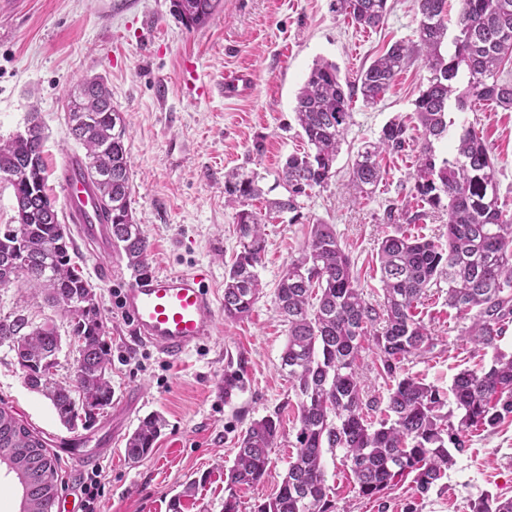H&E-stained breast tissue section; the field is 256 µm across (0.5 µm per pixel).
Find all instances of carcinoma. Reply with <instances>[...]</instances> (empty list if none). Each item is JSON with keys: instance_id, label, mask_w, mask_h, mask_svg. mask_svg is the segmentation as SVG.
I'll return each mask as SVG.
<instances>
[{"instance_id": "obj_1", "label": "carcinoma", "mask_w": 512, "mask_h": 512, "mask_svg": "<svg viewBox=\"0 0 512 512\" xmlns=\"http://www.w3.org/2000/svg\"><path fill=\"white\" fill-rule=\"evenodd\" d=\"M418 41H397L363 69L357 83L344 90L336 64L318 61L295 99V120L306 149L289 155L279 183L286 195L270 208L300 217V199L335 176L334 164L352 123L351 102L359 94L375 104L396 75L420 60L429 72L415 100L422 127L416 155L412 198L447 216L448 242L425 237L387 235L379 243L382 299L366 300L351 258L330 224L311 225L298 256L283 271L275 293L277 308L288 323L281 369L298 396L296 453L271 498L257 512H330L321 458L324 449H344L343 464L359 495L378 498L394 481L413 476L421 494L429 491L454 454L467 450L471 428L494 427L512 415V355L497 342L512 323V212L499 201L498 171L492 150L473 125L456 135L455 154L438 159L434 142L447 137L458 110L481 101L512 109V83L501 79L512 66V0H459L453 50L442 54L448 39L447 0H416ZM221 0H173L176 16L188 28L212 16ZM334 11L367 29L385 22L387 0H333ZM69 134L86 149L85 173L98 184L112 237L135 272L148 268L147 238L137 224L129 186L130 155L126 122L112 108L102 78L83 79L67 94ZM44 128L33 116L25 132L0 143V174L21 172L13 185L16 222L0 233V285L20 276L47 301L66 310L75 307L72 335L78 338L80 373L72 383L55 378L60 335L55 326H34L16 313L0 318V344H8L31 389L50 400L59 420L69 428L88 427L112 404L106 379L111 364L106 325L93 284L76 261L73 240L59 222L47 188L43 157ZM411 137L405 123L389 120L379 138L357 151L352 182L359 198L369 200L383 181L382 155L402 152ZM259 174L239 168L224 174L229 204L245 205L262 195ZM242 249L224 275V318L249 315L260 297L256 271L265 250L264 220L253 210L235 214ZM448 283V307L469 322L461 335L481 350L490 348L491 364L465 369L450 393L403 372L404 362L434 347V337L415 309L428 288ZM371 344L384 373L394 381L386 414L368 419L373 405L362 400L358 360ZM455 409L445 410L448 398ZM457 421H451V418ZM164 420L151 414L129 436L125 454L146 458L161 434ZM280 413L254 420L238 440L233 465L224 476L229 490L224 512H238L235 489L263 481L277 447ZM15 473L22 488L19 512H53L58 499V466L46 442L12 411L0 407V464ZM472 512H512V496H486Z\"/></svg>"}]
</instances>
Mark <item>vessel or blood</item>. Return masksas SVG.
Masks as SVG:
<instances>
[{"mask_svg":"<svg viewBox=\"0 0 512 512\" xmlns=\"http://www.w3.org/2000/svg\"><path fill=\"white\" fill-rule=\"evenodd\" d=\"M60 177L65 217L79 240L93 255L115 256L111 227L100 218L99 195L84 174L81 156L67 155ZM120 305L134 334L171 360L212 336L217 319V300L200 272L134 275L121 292Z\"/></svg>","mask_w":512,"mask_h":512,"instance_id":"b4317fda","label":"vessel or blood"}]
</instances>
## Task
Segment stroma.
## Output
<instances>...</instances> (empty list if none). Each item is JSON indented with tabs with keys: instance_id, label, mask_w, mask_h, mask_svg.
I'll list each match as a JSON object with an SVG mask.
<instances>
[{
	"instance_id": "35a3bbf8",
	"label": "stroma",
	"mask_w": 512,
	"mask_h": 512,
	"mask_svg": "<svg viewBox=\"0 0 512 512\" xmlns=\"http://www.w3.org/2000/svg\"><path fill=\"white\" fill-rule=\"evenodd\" d=\"M332 0H222L201 26L187 28L172 0H0V142L24 131L31 111L45 126L47 188L62 199L58 169L67 154L83 153L68 132L66 98L80 79L100 76L112 104L127 120L131 163L129 184L135 220L150 244L149 270L204 272L216 297L224 274L241 250L235 211L226 206L224 174L235 167L258 172L261 197L253 211L266 214L283 195L277 173L289 154L302 149L293 108L295 96L317 60L336 63L341 77L355 79L371 59L397 41L417 38L416 0H388L377 29L353 26L336 14ZM247 75L236 92L224 76ZM428 73L414 64L399 73L374 105L354 98L353 122L326 187L303 199L301 217H268L266 248L258 272L262 293L242 320L218 319L214 335L171 361L135 336L118 303L131 271L125 256L104 276V262L83 245L75 252L85 278L96 286L111 346L108 376L112 404L87 428L71 430L49 400L24 382L14 354L0 345V406L12 410L45 441L58 462L60 498L68 512H82L81 486L88 473L68 454L78 448L96 455L102 475L101 512H170L175 495L198 480L181 512H223L228 494L224 469L236 454L238 436L257 419L280 411L273 467L263 482L238 493V512H256L276 491L288 468L299 428L296 392L280 369L288 326L275 302V289L291 257L304 246L313 222L333 225L349 254L368 300H377L378 245L385 236L412 233L445 240L446 218L427 214L416 223L390 219V204L410 198L415 153L382 160L387 174L371 200L358 202L351 168L363 143L402 116L417 126L414 102ZM456 124L473 123L492 149L499 196L512 211V110L491 102L466 112L450 111ZM262 154H254L255 141ZM421 320L436 338L423 356L406 361V373L450 390L464 369L486 365L492 350H478L460 336L448 308V285L430 288L419 305ZM24 314L36 326L54 324L61 339L57 376L74 378L77 352L71 322L58 306L19 278L0 286V315ZM234 367L241 391L225 397L224 371ZM360 373L365 398L381 418L392 385L372 352ZM140 395L131 415L118 411L127 393ZM160 414L165 426L149 457L130 461L127 437L141 419ZM343 449L325 452L323 462L332 512H471L484 494L512 496V416L496 428L470 432L468 449L427 494L404 478L380 500L359 497L344 466Z\"/></svg>"
}]
</instances>
